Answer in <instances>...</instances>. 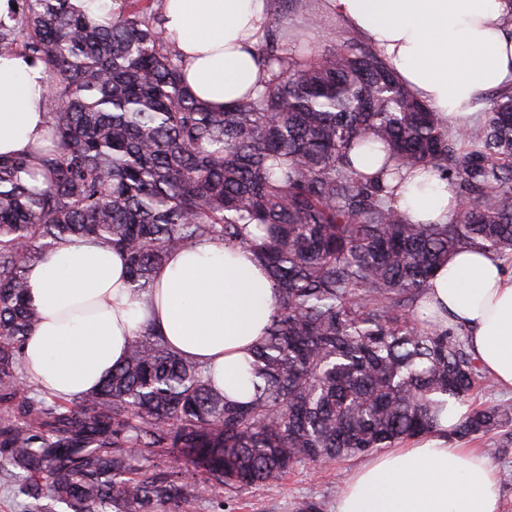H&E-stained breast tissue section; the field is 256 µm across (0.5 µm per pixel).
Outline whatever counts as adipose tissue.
Instances as JSON below:
<instances>
[{
  "mask_svg": "<svg viewBox=\"0 0 512 512\" xmlns=\"http://www.w3.org/2000/svg\"><path fill=\"white\" fill-rule=\"evenodd\" d=\"M324 14L374 45L398 81L440 113L448 128L474 125L487 93H512V0H320ZM161 25L196 97L216 109L257 89V52L268 0H163ZM41 61L0 57V154L43 145ZM397 205L413 221L444 224L460 200L434 170L407 173ZM40 320L22 350L24 376L60 397L96 391L125 358L129 340L153 329L184 357L205 363L230 399L253 392L248 360L275 304L269 278L246 248L204 242L157 269L153 303L129 291L122 256L89 239L60 241L27 271ZM424 314L463 329L483 371L512 390V275L484 251L460 252L438 269ZM447 405L435 431L360 467L336 512H500L499 469L490 456L448 440L466 415Z\"/></svg>",
  "mask_w": 512,
  "mask_h": 512,
  "instance_id": "adipose-tissue-1",
  "label": "adipose tissue"
}]
</instances>
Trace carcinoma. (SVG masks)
Returning <instances> with one entry per match:
<instances>
[{
  "label": "carcinoma",
  "mask_w": 512,
  "mask_h": 512,
  "mask_svg": "<svg viewBox=\"0 0 512 512\" xmlns=\"http://www.w3.org/2000/svg\"><path fill=\"white\" fill-rule=\"evenodd\" d=\"M158 0H119L109 20L82 0H17L0 56L45 64L49 145L0 156V468L47 510L160 512L194 497L169 456L222 493L277 487L300 464L358 458L428 435L444 402L490 387L468 336L418 310L457 251L512 261V95L490 94L451 131L372 46L296 52L271 16L258 45L269 78L227 109L196 98ZM372 142L382 174L351 152ZM443 173L465 207L416 224L396 205L403 172ZM66 237L122 253L136 299L155 269L202 241L251 248L277 301L252 352L254 396L228 400L208 370L147 329L79 398L18 397L38 321L26 269ZM512 423V403L475 407L448 438ZM385 157V152L380 148L356 151L352 154L354 167L369 176H376L381 171Z\"/></svg>",
  "instance_id": "carcinoma-1"
}]
</instances>
